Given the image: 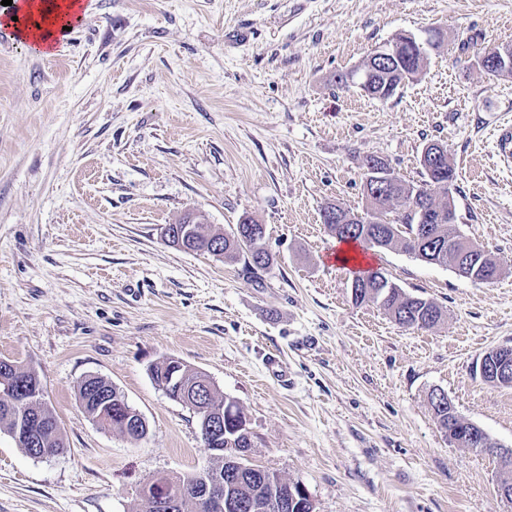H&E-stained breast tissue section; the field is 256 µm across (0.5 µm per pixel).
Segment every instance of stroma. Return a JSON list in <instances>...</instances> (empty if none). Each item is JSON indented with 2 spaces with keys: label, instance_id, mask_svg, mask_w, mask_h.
Instances as JSON below:
<instances>
[{
  "label": "stroma",
  "instance_id": "35a3bbf8",
  "mask_svg": "<svg viewBox=\"0 0 512 512\" xmlns=\"http://www.w3.org/2000/svg\"><path fill=\"white\" fill-rule=\"evenodd\" d=\"M431 29L444 43L391 98L337 87L376 46ZM506 43L512 0H86L50 57L1 26L0 360L37 373L66 449L35 459L0 432V512H140L152 476L207 466L198 415L151 377L170 357L239 403L251 462L303 485L315 512H512L500 458L448 443L428 404L443 390L512 449V388L475 372L512 346V169L495 146L512 77L477 64ZM431 142L456 166L457 229L502 274L367 250L442 308L413 330L354 303L321 209L362 212L370 155L418 181ZM190 212L227 232L265 224L273 263L173 246L164 228ZM91 375L145 438L91 420ZM112 392V396L114 392L119 393L123 396L110 382L106 381L101 377H88L83 380L78 389V398L81 406L84 411L92 418L93 421H96L99 411L97 404V396L102 393ZM124 397V396H123ZM100 426L106 428V426L98 423Z\"/></svg>",
  "mask_w": 512,
  "mask_h": 512
}]
</instances>
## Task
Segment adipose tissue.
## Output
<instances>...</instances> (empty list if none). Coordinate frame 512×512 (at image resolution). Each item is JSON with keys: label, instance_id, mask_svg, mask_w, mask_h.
Here are the masks:
<instances>
[{"label": "adipose tissue", "instance_id": "ef3b65f1", "mask_svg": "<svg viewBox=\"0 0 512 512\" xmlns=\"http://www.w3.org/2000/svg\"><path fill=\"white\" fill-rule=\"evenodd\" d=\"M79 0H13L10 13L13 28L30 49L41 56H50L67 36L68 27L81 19Z\"/></svg>", "mask_w": 512, "mask_h": 512}]
</instances>
